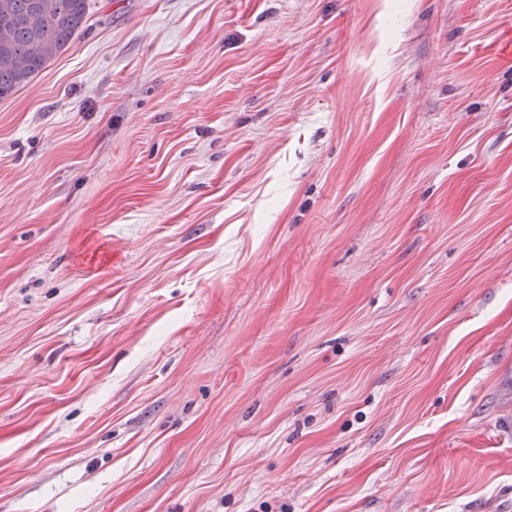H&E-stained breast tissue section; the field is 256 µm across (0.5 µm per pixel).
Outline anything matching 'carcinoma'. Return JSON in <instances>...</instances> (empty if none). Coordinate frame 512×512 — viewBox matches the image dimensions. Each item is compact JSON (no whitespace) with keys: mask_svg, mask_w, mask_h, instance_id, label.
I'll list each match as a JSON object with an SVG mask.
<instances>
[{"mask_svg":"<svg viewBox=\"0 0 512 512\" xmlns=\"http://www.w3.org/2000/svg\"><path fill=\"white\" fill-rule=\"evenodd\" d=\"M88 8L89 0H0V100L68 45Z\"/></svg>","mask_w":512,"mask_h":512,"instance_id":"1","label":"carcinoma"}]
</instances>
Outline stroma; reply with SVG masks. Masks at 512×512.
<instances>
[{"label":"stroma","instance_id":"1","mask_svg":"<svg viewBox=\"0 0 512 512\" xmlns=\"http://www.w3.org/2000/svg\"><path fill=\"white\" fill-rule=\"evenodd\" d=\"M512 0H91L0 100V512H512Z\"/></svg>","mask_w":512,"mask_h":512}]
</instances>
